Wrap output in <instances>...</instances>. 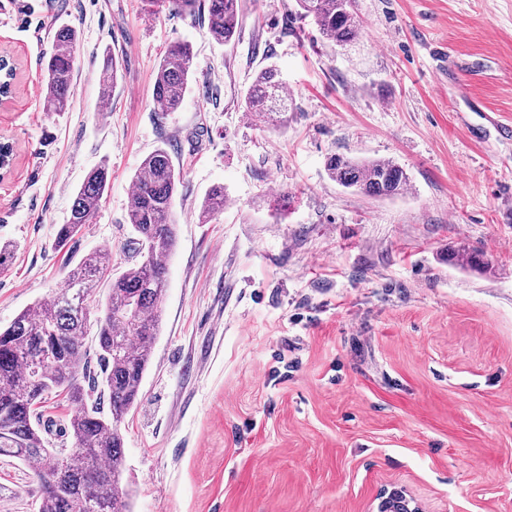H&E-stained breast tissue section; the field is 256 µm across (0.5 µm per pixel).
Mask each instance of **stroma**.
Returning <instances> with one entry per match:
<instances>
[{
    "label": "stroma",
    "mask_w": 512,
    "mask_h": 512,
    "mask_svg": "<svg viewBox=\"0 0 512 512\" xmlns=\"http://www.w3.org/2000/svg\"><path fill=\"white\" fill-rule=\"evenodd\" d=\"M234 40L143 0H0L18 67L0 106V327L109 247L126 267L132 178L157 148L180 184L162 325L122 428L132 512H512V0H356L338 46L294 0H241ZM79 36L66 111L43 107L51 26ZM193 48L181 108L151 103L169 42ZM110 49L117 85L98 82ZM276 66L284 124L244 111ZM391 159L394 198L343 188L330 155ZM111 172L91 222L55 245L74 190ZM227 203L209 223L212 186ZM478 253L471 268L457 255ZM30 469L0 457V512H37Z\"/></svg>",
    "instance_id": "stroma-1"
}]
</instances>
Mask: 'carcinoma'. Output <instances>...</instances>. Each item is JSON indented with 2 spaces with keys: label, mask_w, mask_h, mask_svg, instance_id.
Here are the masks:
<instances>
[{
  "label": "carcinoma",
  "mask_w": 512,
  "mask_h": 512,
  "mask_svg": "<svg viewBox=\"0 0 512 512\" xmlns=\"http://www.w3.org/2000/svg\"><path fill=\"white\" fill-rule=\"evenodd\" d=\"M148 12L166 6L192 14L197 0H146ZM295 16L310 20L320 35L342 46L361 31L355 0H296ZM240 25L239 0H207V31L217 42L232 41ZM53 48L44 61L47 112H64L73 95L78 36L68 25L51 28ZM192 47L171 43L154 75L152 107L175 112L191 75ZM106 95L117 81V65L104 52L99 75ZM293 109L278 69L267 66L244 95V111L277 114ZM329 176L346 188L374 197L403 194L410 183L393 160H355L333 154ZM108 168L92 169L73 192L67 223L58 227L63 248L89 223L108 186ZM180 178L170 154L151 152L133 176L134 197L128 213L134 234L133 262L112 279L105 301L99 282L110 272L111 250L88 254L68 276L66 288L38 302L0 328V456L33 468L39 485L38 512H131L130 490L123 483L122 425L137 402L160 330L168 259L176 242L173 204ZM224 188L204 199V222L224 209ZM97 327L95 355L85 347L91 325ZM62 395L72 406L61 431L71 447L55 448L48 439L44 395Z\"/></svg>",
  "instance_id": "carcinoma-1"
}]
</instances>
